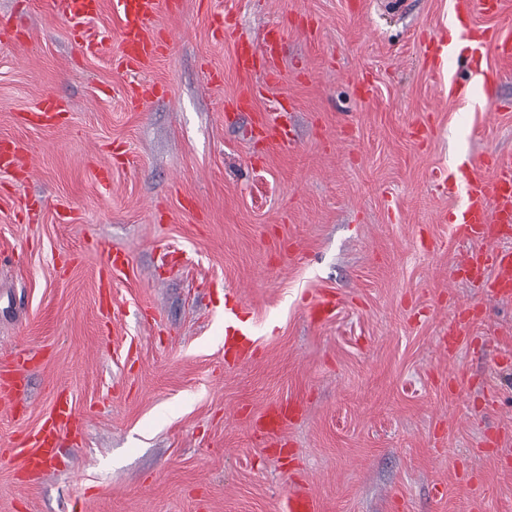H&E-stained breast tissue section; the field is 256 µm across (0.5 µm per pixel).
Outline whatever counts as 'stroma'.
I'll list each match as a JSON object with an SVG mask.
<instances>
[{
  "instance_id": "stroma-1",
  "label": "stroma",
  "mask_w": 512,
  "mask_h": 512,
  "mask_svg": "<svg viewBox=\"0 0 512 512\" xmlns=\"http://www.w3.org/2000/svg\"><path fill=\"white\" fill-rule=\"evenodd\" d=\"M453 23V0H182L133 74L112 65L111 5L90 56L54 0H0L27 34L0 40V139L35 159L0 172V364L43 353L25 410L0 404V448L59 391L86 419L41 474L0 459V512H285L304 489L319 512H512V297L458 273L512 240L455 238L463 195L433 181L512 153V62L488 53L496 87L450 94L421 44ZM274 26L279 83L226 118L236 43ZM136 80L159 89L137 110ZM47 92L72 103L63 124H21ZM256 111L293 142L268 146ZM101 244L131 259L106 315ZM229 295L256 340L236 365ZM288 403L278 435L254 428Z\"/></svg>"
}]
</instances>
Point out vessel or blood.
<instances>
[{
  "label": "vessel or blood",
  "instance_id": "1",
  "mask_svg": "<svg viewBox=\"0 0 512 512\" xmlns=\"http://www.w3.org/2000/svg\"><path fill=\"white\" fill-rule=\"evenodd\" d=\"M501 0H454V13L460 25L461 42L453 52L458 65L467 72L470 81L489 87L495 84L497 75L485 61L488 50H495L498 57L512 60V35L495 30H478L470 26L468 18L477 10L494 11ZM121 20V51L115 57L116 68L126 71L146 69L165 49V43L156 35L151 24L162 9L172 8V0H114ZM56 5L69 24L73 38L82 40L87 53L98 50V42L92 38L86 22L96 16L102 0H56ZM283 39L279 28L269 29L258 44L241 42L237 45V70L246 85L240 98L249 103L258 95L250 78L256 71H264L268 80L279 81L281 72L277 65V48ZM68 106L54 96L41 98L37 107L22 115L24 123L52 127L60 123ZM30 156L19 144L0 140V171L10 172L28 167ZM492 174L482 177L476 167L460 168L456 174L437 173L436 182L449 190L465 187L467 198L460 210L455 234L464 240L485 239L512 234V153H501L490 164ZM102 263L108 277L116 278L130 267L128 255L119 250L105 249ZM493 268L497 276L496 291L512 292V251H493L470 258L465 268L471 278H481L485 268ZM238 307L224 310V358L238 362L246 358L254 346L251 332L242 330L238 322ZM32 357L23 353L0 366V402L15 405L25 393L23 368ZM73 402L67 392H59L52 409L38 430L30 435L24 447L8 449L10 458L20 460L21 467L30 474H38L46 463L54 460L59 452L61 433L70 431L77 423Z\"/></svg>",
  "mask_w": 512,
  "mask_h": 512
}]
</instances>
